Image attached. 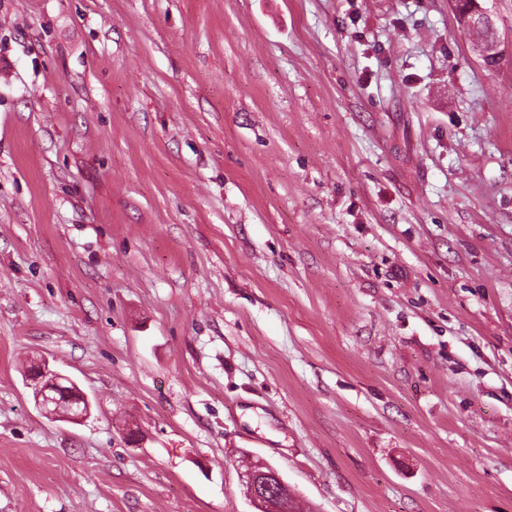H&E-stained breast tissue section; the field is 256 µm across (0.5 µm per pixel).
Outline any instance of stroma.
Returning a JSON list of instances; mask_svg holds the SVG:
<instances>
[{
    "label": "stroma",
    "mask_w": 512,
    "mask_h": 512,
    "mask_svg": "<svg viewBox=\"0 0 512 512\" xmlns=\"http://www.w3.org/2000/svg\"><path fill=\"white\" fill-rule=\"evenodd\" d=\"M485 5L492 66L452 0H0V512H252L254 459L315 512H512ZM33 364L34 367L26 375V384L28 388L32 389L35 406L44 414L59 421L69 424H80L83 422L91 413V402L87 394L79 388L75 381L53 369L46 358H37L33 361ZM62 378L69 379L74 384V387L71 389V385L65 382L67 380H64L61 383L59 392H55L57 387L60 386L59 381ZM70 389L69 403H85V409L81 414L72 415L70 413V406L63 401H59L64 398L63 391H69ZM49 392H55V396L59 400L50 397L48 395ZM50 403H53L54 407H51Z\"/></svg>",
    "instance_id": "35a3bbf8"
}]
</instances>
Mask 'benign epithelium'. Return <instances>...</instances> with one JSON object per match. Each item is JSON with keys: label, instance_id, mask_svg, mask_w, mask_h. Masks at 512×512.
Instances as JSON below:
<instances>
[{"label": "benign epithelium", "instance_id": "1", "mask_svg": "<svg viewBox=\"0 0 512 512\" xmlns=\"http://www.w3.org/2000/svg\"><path fill=\"white\" fill-rule=\"evenodd\" d=\"M455 11L461 27L465 29L476 31L487 28L497 31L495 16L480 0H459ZM33 364L34 367L26 375V384L32 389L35 406L59 421L69 424L83 422L91 413V402L87 394L76 384L71 389L68 402L50 397L49 393L59 387V381L64 375L53 369L44 357L34 360ZM242 482L254 512H288L295 489L271 464L246 470Z\"/></svg>", "mask_w": 512, "mask_h": 512}]
</instances>
